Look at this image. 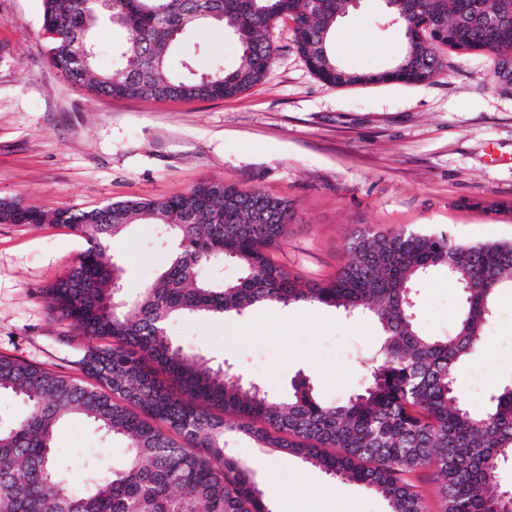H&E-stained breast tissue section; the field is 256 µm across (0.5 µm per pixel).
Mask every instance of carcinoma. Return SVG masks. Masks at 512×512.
I'll list each match as a JSON object with an SVG mask.
<instances>
[{
	"label": "carcinoma",
	"mask_w": 512,
	"mask_h": 512,
	"mask_svg": "<svg viewBox=\"0 0 512 512\" xmlns=\"http://www.w3.org/2000/svg\"><path fill=\"white\" fill-rule=\"evenodd\" d=\"M43 0L51 61L72 84L95 97L156 101L231 98L260 83L273 58L272 25L292 23L310 71L335 86L359 83L330 49L348 0ZM404 28V83L443 67L440 52L463 46L494 56L493 78L512 91V0H387ZM129 34L124 67L77 69L73 42L103 14ZM445 22L446 39L421 38L426 19ZM219 23L241 46L238 65L197 75L183 72L171 51L200 25ZM138 219L160 226L177 249L155 281L135 296L119 288L122 268L109 242ZM295 206L260 190L241 191L206 179L165 199H126L90 210L45 211L0 201L1 224H64L87 240L75 267L42 290L51 312L69 320L84 341L83 378L0 357V393L25 411L0 421V512H272L250 469L230 442L247 437L278 448L385 498L390 512H425L405 476L431 468L442 477L443 512H512V490L499 480L512 461V387L472 409L457 384L459 366L478 355L498 292L512 283V242H463L446 232L391 236L357 230L347 241L354 259L326 284L301 288L272 259L296 222ZM236 262L233 283L209 275ZM441 269L464 299L454 330L419 329L415 284ZM315 300L348 315L377 320L383 340L366 356L362 392L338 402L316 397L301 378L281 395L240 380L232 365L214 366L172 339L173 321L244 315L263 305ZM67 414L105 436L126 439L121 462L86 468L80 485L54 459Z\"/></svg>",
	"instance_id": "cac0c4a2"
}]
</instances>
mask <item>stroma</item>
<instances>
[{
    "mask_svg": "<svg viewBox=\"0 0 512 512\" xmlns=\"http://www.w3.org/2000/svg\"><path fill=\"white\" fill-rule=\"evenodd\" d=\"M271 37L276 52L264 80L236 97L96 98L53 66L42 0H0V200L92 209L167 198L206 178L257 189L297 209L273 258L302 285L334 279L353 258L346 242L359 229L512 241V92L492 82L485 54L447 55L426 83L336 87L308 69L290 22H277ZM405 45L400 27L385 26L380 0H359L331 38L337 60L357 71L387 67ZM186 57L205 75L219 63L235 67L240 45L211 24L173 48V61ZM86 247L59 224L0 223V355L78 376L83 347L70 321L50 313L42 290ZM111 249L133 295L165 265L171 245L158 225L134 224ZM417 289L420 328L448 335L460 290L439 270ZM170 334L185 351L229 362L276 391L307 375L325 401L363 388V360L380 339L370 317L317 303L176 321ZM459 381L472 408L512 386V288L500 292L486 346L461 367ZM56 444L59 462L79 478L89 459L118 463L125 441L103 442L88 422L70 417ZM231 447L272 512H389L380 494L297 456L246 438Z\"/></svg>",
    "mask_w": 512,
    "mask_h": 512,
    "instance_id": "1",
    "label": "stroma"
}]
</instances>
